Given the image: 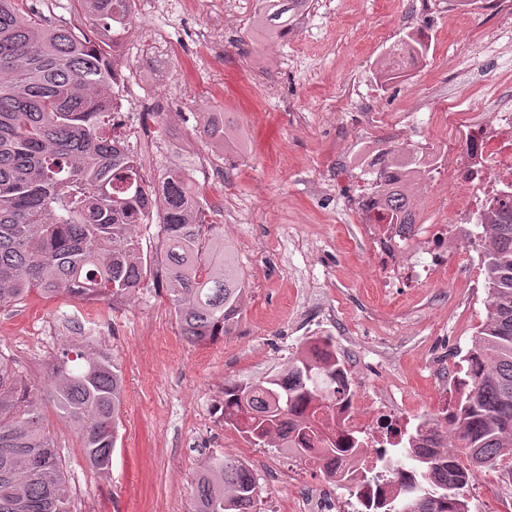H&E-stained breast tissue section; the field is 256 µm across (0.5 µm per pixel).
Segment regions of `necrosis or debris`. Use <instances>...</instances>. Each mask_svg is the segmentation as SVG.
<instances>
[{
	"instance_id": "necrosis-or-debris-1",
	"label": "necrosis or debris",
	"mask_w": 512,
	"mask_h": 512,
	"mask_svg": "<svg viewBox=\"0 0 512 512\" xmlns=\"http://www.w3.org/2000/svg\"><path fill=\"white\" fill-rule=\"evenodd\" d=\"M490 106L479 102L465 112H448L444 121L460 132L462 141L454 151L429 145L448 188L458 202L450 223L380 224L375 220L372 191L361 192L357 201L359 231L373 260L372 279L383 297L396 288H425L444 277L448 266V243L459 227L478 223L481 213L500 191L512 188V112L489 118ZM347 400L336 403L328 419V437L336 441L359 435L369 456L398 439L405 417L391 385L369 389L365 377L345 366Z\"/></svg>"
}]
</instances>
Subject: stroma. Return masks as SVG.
Returning a JSON list of instances; mask_svg holds the SVG:
<instances>
[{
    "mask_svg": "<svg viewBox=\"0 0 512 512\" xmlns=\"http://www.w3.org/2000/svg\"><path fill=\"white\" fill-rule=\"evenodd\" d=\"M255 0H180L166 18L168 45L156 46L154 14L136 13L128 43L126 99L149 95L160 77L181 90L180 117L131 112L149 175L169 157L160 135L184 140L207 200L221 202L219 222L237 247L249 283L242 320L229 336L192 346L180 335L163 279L148 281L122 304L66 297L0 310V354L28 381L63 345L89 339L109 350L124 374L117 447L107 472L91 469L78 439L56 413L49 428L66 462L74 512H191L195 477L212 453L240 447L216 409L225 384L255 382L281 371L308 322L328 320L336 346L365 377L393 382L409 417L438 410L442 375L457 364L485 322L487 288L449 263L448 278L404 288L400 317L364 273L370 253L357 229L353 192L367 181L353 161L406 116L410 144H456L442 114L448 107L512 97V15L439 4L417 20L412 0H315L292 39L254 44L247 32ZM223 13L222 54L207 55L196 31ZM427 28L431 50L419 73L380 86L378 57L414 26ZM367 112L380 122L367 137ZM226 118L253 139L244 157H217L200 138L203 119ZM326 181L331 192L315 193ZM471 512H512V477L482 473L469 494Z\"/></svg>",
    "mask_w": 512,
    "mask_h": 512,
    "instance_id": "stroma-1",
    "label": "stroma"
}]
</instances>
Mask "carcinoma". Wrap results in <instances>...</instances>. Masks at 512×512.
<instances>
[{
    "label": "carcinoma",
    "mask_w": 512,
    "mask_h": 512,
    "mask_svg": "<svg viewBox=\"0 0 512 512\" xmlns=\"http://www.w3.org/2000/svg\"><path fill=\"white\" fill-rule=\"evenodd\" d=\"M0 0V307L32 294L117 305L152 273L137 229L158 227L156 266L164 270L171 312L193 345L231 335L243 313L246 281L234 245L183 163L164 167L159 183L142 174L141 155L115 123L122 89L112 83V35L131 24L130 0ZM313 0H257L248 18L251 40L276 44L295 32ZM94 18L90 30L75 23ZM426 58L430 45L407 31L393 45ZM392 52L376 67L380 86L398 79ZM200 134L224 154L246 155L248 133L205 120ZM375 179L380 224H409L413 190L431 175L419 148L394 143L380 153ZM404 173L396 181L388 170ZM468 242L479 252L488 284L487 319L462 357L463 382L446 412L400 434L397 447L352 476L336 472V487L363 496L380 478L405 468L415 480L373 503L372 512H470L469 486L483 471L512 460V193L483 213ZM47 384L33 388L0 355V512H73L72 488L50 433L47 406L77 435L89 466L112 464L124 398L122 371L112 354L91 345L62 349L46 367ZM333 372L307 358H290L285 374L224 389L239 431L272 447L274 427L304 417L320 398L347 392ZM298 456L323 469L366 449L321 444L318 428L300 424ZM461 454L448 450V441ZM316 442L320 447L314 448ZM260 494L241 460L212 454L195 482L193 512H250Z\"/></svg>",
    "instance_id": "1"
}]
</instances>
